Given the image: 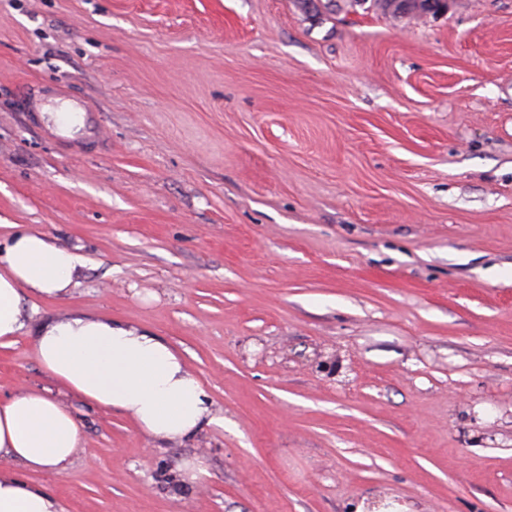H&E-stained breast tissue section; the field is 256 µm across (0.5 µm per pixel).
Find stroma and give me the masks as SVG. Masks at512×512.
Here are the masks:
<instances>
[{"mask_svg": "<svg viewBox=\"0 0 512 512\" xmlns=\"http://www.w3.org/2000/svg\"><path fill=\"white\" fill-rule=\"evenodd\" d=\"M26 83L91 100L105 150L31 123ZM12 224L85 259L36 321L147 329L224 414L153 445L0 347V398L81 425L34 476L65 512H512V0H0Z\"/></svg>", "mask_w": 512, "mask_h": 512, "instance_id": "1", "label": "stroma"}]
</instances>
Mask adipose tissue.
<instances>
[{
    "instance_id": "obj_1",
    "label": "adipose tissue",
    "mask_w": 512,
    "mask_h": 512,
    "mask_svg": "<svg viewBox=\"0 0 512 512\" xmlns=\"http://www.w3.org/2000/svg\"><path fill=\"white\" fill-rule=\"evenodd\" d=\"M84 265L76 250L41 234L11 232L0 246V346L13 343L36 313L25 296L68 293ZM34 345L39 363L62 389L130 417L150 442H183L224 424L182 358L147 329L74 314L43 322ZM81 442L76 417L59 399L38 390L0 399V461L61 474ZM0 512L63 509L44 486L0 472Z\"/></svg>"
}]
</instances>
